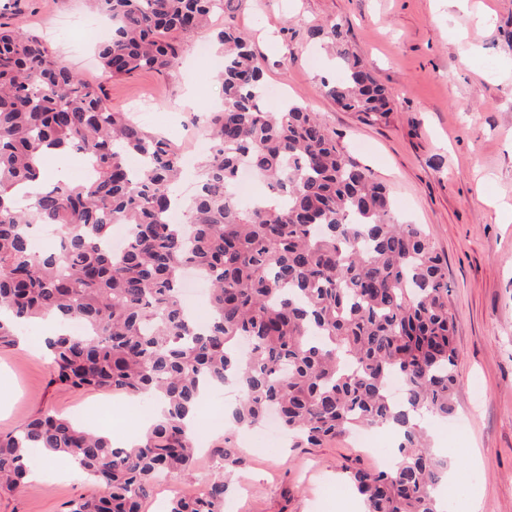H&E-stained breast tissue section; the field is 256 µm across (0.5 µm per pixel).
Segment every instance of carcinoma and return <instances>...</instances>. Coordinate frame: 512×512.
Segmentation results:
<instances>
[{
  "label": "carcinoma",
  "mask_w": 512,
  "mask_h": 512,
  "mask_svg": "<svg viewBox=\"0 0 512 512\" xmlns=\"http://www.w3.org/2000/svg\"><path fill=\"white\" fill-rule=\"evenodd\" d=\"M92 2L112 16L99 58L116 79L167 68L213 12V0ZM309 35L337 59L325 94L365 122L385 119L388 92L349 50L341 24ZM218 40L224 109L206 117L211 147L183 230L164 222L180 200L179 149L112 111L103 85L84 81L39 37L0 23V310L13 316L0 320V350L41 316L78 320L84 335L48 342L51 383L167 404L129 448L57 414L24 420L0 436V489H21L30 456L48 452L74 458L93 487L65 512H141L157 478L195 464L185 418L207 386L231 390L240 428L276 412L293 448L359 427L395 429L391 462L344 468L366 512H448L438 495L448 459L433 451L427 423L456 413L460 353L436 247L419 225L397 222L384 187L317 113L290 101L263 111V61L244 35L228 28ZM50 147L81 157L92 179L13 195L38 179ZM130 155L144 159L141 172L127 168ZM244 166L271 190L247 208L234 195ZM34 224L57 232L52 248L36 247ZM115 224L130 231L122 252L107 245ZM188 267L209 282L203 328L182 303ZM393 377L398 401L388 393ZM220 456L224 471L205 492L176 494L167 512H224L246 458L229 435Z\"/></svg>",
  "instance_id": "obj_1"
}]
</instances>
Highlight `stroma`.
Instances as JSON below:
<instances>
[{
    "mask_svg": "<svg viewBox=\"0 0 512 512\" xmlns=\"http://www.w3.org/2000/svg\"><path fill=\"white\" fill-rule=\"evenodd\" d=\"M86 30L65 28L71 15ZM10 22L44 35L53 50L77 45L63 62L85 79L104 84L113 111L147 103L146 131L172 138L182 152L200 154L204 140L196 112L218 110L223 52L217 33L233 26L263 57L270 89L266 111L290 100L317 112L343 152L385 186L400 221L423 225L448 265V306L461 353L459 413L431 425L434 448L453 447L457 466L439 494L450 512H512V0H226L209 28L190 36L189 52L162 72L110 79L96 57L104 21L89 0H15ZM340 22L348 46L370 68L391 100L387 120L366 124L327 97L322 77L334 72L331 53L309 39L312 25ZM205 45L213 61L199 63L192 47ZM27 346L0 351V435L40 413H56L96 428L108 406H122L127 427L149 410L121 393L51 383V361L34 353L40 326ZM209 434L193 470L154 487L142 512H157L171 487L191 493L218 471ZM247 464L232 479L234 512H364L342 473L347 465L378 468L382 456L339 437L318 448L246 449ZM88 488L77 474L57 475L0 493V512H64Z\"/></svg>",
    "mask_w": 512,
    "mask_h": 512,
    "instance_id": "stroma-1",
    "label": "stroma"
}]
</instances>
